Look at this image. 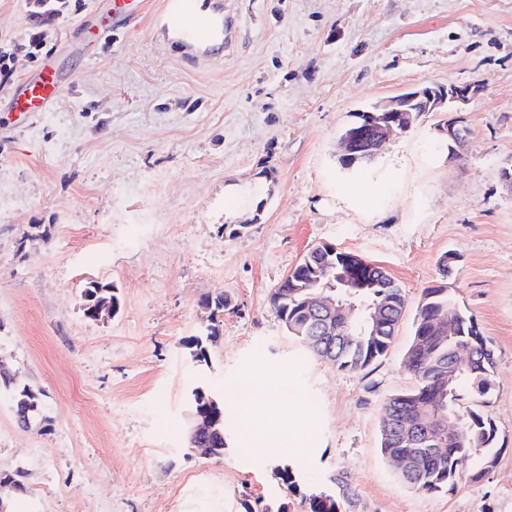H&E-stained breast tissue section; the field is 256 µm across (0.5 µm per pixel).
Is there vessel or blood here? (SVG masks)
Masks as SVG:
<instances>
[{
  "label": "vessel or blood",
  "mask_w": 512,
  "mask_h": 512,
  "mask_svg": "<svg viewBox=\"0 0 512 512\" xmlns=\"http://www.w3.org/2000/svg\"><path fill=\"white\" fill-rule=\"evenodd\" d=\"M142 2L112 0V19L101 27L100 37L108 40L127 31L135 18V6ZM197 6L198 0H164L161 14L164 32L172 37L174 43L188 50L207 45H223V8H216L210 18L200 20L195 14ZM64 83V78L53 65L43 64L35 74L24 76L9 91L11 111L27 119L35 113L49 111L57 101Z\"/></svg>",
  "instance_id": "obj_1"
}]
</instances>
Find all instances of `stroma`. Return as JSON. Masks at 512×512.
Returning a JSON list of instances; mask_svg holds the SVG:
<instances>
[{"instance_id":"obj_1","label":"stroma","mask_w":512,"mask_h":512,"mask_svg":"<svg viewBox=\"0 0 512 512\" xmlns=\"http://www.w3.org/2000/svg\"><path fill=\"white\" fill-rule=\"evenodd\" d=\"M92 2L38 29L34 0H0V44L19 47L0 75V355L41 392L26 429L0 400V474L24 468L26 512H302L276 459L240 447L239 409L224 412L223 457L186 449L189 389L255 367L289 371L309 399L318 443L292 464L341 512H512V0H223L226 42L204 54L156 24L163 0L87 48ZM49 54L77 84L20 126L5 94ZM425 84L480 88L459 112L458 157L448 113L426 112L370 166H340L352 112ZM230 224L246 230L228 237ZM324 243L379 264L406 297L386 356L360 372L288 336L269 302ZM91 282L116 288L117 314L84 317ZM440 284L494 349L497 459L422 493L381 453L380 422L415 383L413 317ZM220 293L221 336L199 364L185 340Z\"/></svg>"}]
</instances>
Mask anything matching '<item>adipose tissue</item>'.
Masks as SVG:
<instances>
[{"label": "adipose tissue", "instance_id": "ef3b65f1", "mask_svg": "<svg viewBox=\"0 0 512 512\" xmlns=\"http://www.w3.org/2000/svg\"><path fill=\"white\" fill-rule=\"evenodd\" d=\"M225 394L245 410L240 436L250 453L288 458L313 447L318 424L288 372L245 371Z\"/></svg>", "mask_w": 512, "mask_h": 512}]
</instances>
